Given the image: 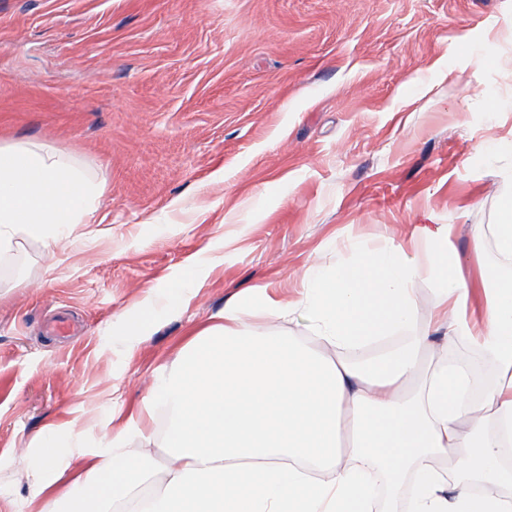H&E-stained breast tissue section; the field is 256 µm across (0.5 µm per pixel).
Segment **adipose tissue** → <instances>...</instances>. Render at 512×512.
<instances>
[{
    "label": "adipose tissue",
    "mask_w": 512,
    "mask_h": 512,
    "mask_svg": "<svg viewBox=\"0 0 512 512\" xmlns=\"http://www.w3.org/2000/svg\"><path fill=\"white\" fill-rule=\"evenodd\" d=\"M101 187L73 157L36 144L0 146V259L21 242L54 244L89 224ZM496 262L484 270L491 299L469 317V288L444 224H418L409 245L348 241L335 263L312 262L297 298L241 297L158 378L143 401L163 413L170 461L143 492L144 457L65 441L47 428L17 471L42 498L72 460L88 464L64 500L91 512H512V193L489 225ZM433 281L429 331L416 328L414 286ZM301 320L307 339L252 323ZM475 340L499 368L474 397L472 370L445 360L422 368L429 334ZM378 358L355 351L381 337ZM496 486L493 494L485 486Z\"/></svg>",
    "instance_id": "adipose-tissue-1"
}]
</instances>
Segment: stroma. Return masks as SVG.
Masks as SVG:
<instances>
[{
  "mask_svg": "<svg viewBox=\"0 0 512 512\" xmlns=\"http://www.w3.org/2000/svg\"><path fill=\"white\" fill-rule=\"evenodd\" d=\"M510 28L512 0H0V145L73 156L104 228L0 262V512H37L12 461L50 423L89 446L111 423L156 489L154 378L227 301L294 298L347 240L434 215L480 317L495 245L474 231L512 190ZM435 355L494 387L472 341Z\"/></svg>",
  "mask_w": 512,
  "mask_h": 512,
  "instance_id": "1",
  "label": "stroma"
}]
</instances>
